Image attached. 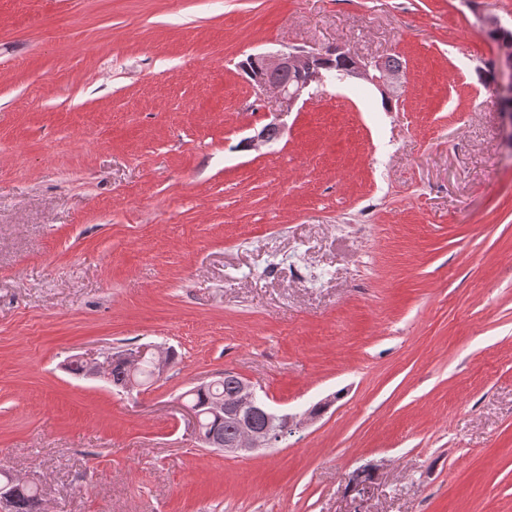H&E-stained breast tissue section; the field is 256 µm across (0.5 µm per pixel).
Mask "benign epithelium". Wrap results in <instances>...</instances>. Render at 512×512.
Segmentation results:
<instances>
[{"instance_id": "1", "label": "benign epithelium", "mask_w": 512, "mask_h": 512, "mask_svg": "<svg viewBox=\"0 0 512 512\" xmlns=\"http://www.w3.org/2000/svg\"><path fill=\"white\" fill-rule=\"evenodd\" d=\"M331 52L336 55H348L353 60V65L345 71V75L369 82L377 87L385 96H390L393 88L400 80L397 70H391L384 66L382 57H360L343 48H333ZM322 52L291 50L289 52L262 53L258 55L261 66L259 70L249 73L250 84L261 94H272L281 104L282 111L274 113V119L261 127L255 135L247 140L251 147H257L273 142L280 137L285 129L282 117L288 114L295 104L301 99L308 87L316 82L324 80V68L321 59ZM296 71L301 75L298 83L292 87H282L271 83L268 76L280 71ZM512 74V45L507 42L500 43L498 55V76L504 77ZM150 358L154 366V374H162L168 366L167 352L157 346L140 347L136 351L126 355V367L128 376L124 383V389L132 391L141 387L138 378L140 362L144 358ZM254 386L237 378V388L232 399H215L209 402L206 413L218 421H234L238 431L233 437L224 438V444L214 446V449L224 453L251 452L258 449L276 447L283 439L288 437V432L315 419L308 412L302 414H278L267 406L256 407ZM184 411L191 418L193 432L198 442L209 443V438L201 428V413L195 407L184 406ZM260 414L265 418V425L256 427L247 420L251 414Z\"/></svg>"}]
</instances>
